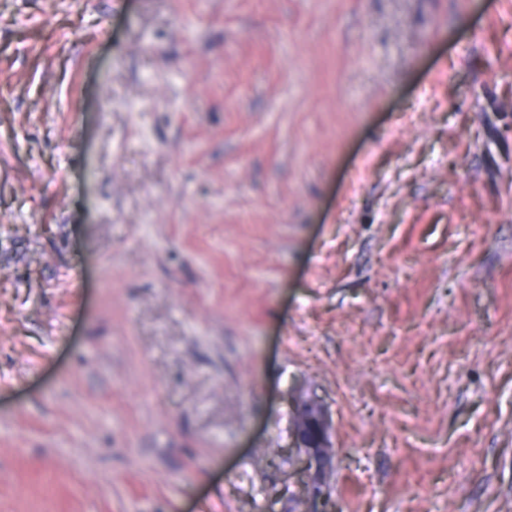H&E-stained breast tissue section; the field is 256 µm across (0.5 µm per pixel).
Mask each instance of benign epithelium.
Returning <instances> with one entry per match:
<instances>
[{"instance_id":"obj_1","label":"benign epithelium","mask_w":512,"mask_h":512,"mask_svg":"<svg viewBox=\"0 0 512 512\" xmlns=\"http://www.w3.org/2000/svg\"><path fill=\"white\" fill-rule=\"evenodd\" d=\"M305 404L312 407V414L298 426L296 440L305 449L306 457L297 471L300 496L321 503L320 512H338L325 486V472L328 464L322 457L323 449L329 447L327 439V418L323 408L314 400Z\"/></svg>"}]
</instances>
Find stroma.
I'll use <instances>...</instances> for the list:
<instances>
[{
    "mask_svg": "<svg viewBox=\"0 0 512 512\" xmlns=\"http://www.w3.org/2000/svg\"><path fill=\"white\" fill-rule=\"evenodd\" d=\"M512 512V0H0V512ZM305 403L312 414L307 416L298 426L296 440L306 452V457L297 471V481L300 496L321 503V510L316 512H338V505L333 501L325 486V472L329 464L324 462L322 451L330 448L327 439V418L320 404L315 400H306ZM334 453V448H330Z\"/></svg>",
    "mask_w": 512,
    "mask_h": 512,
    "instance_id": "1",
    "label": "stroma"
}]
</instances>
